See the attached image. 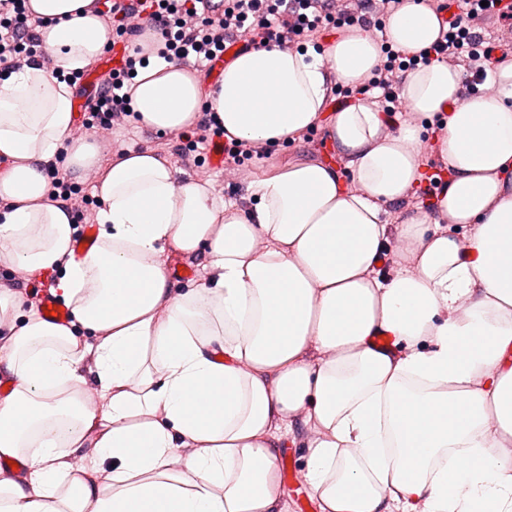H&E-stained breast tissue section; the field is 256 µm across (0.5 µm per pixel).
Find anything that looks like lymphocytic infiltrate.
Listing matches in <instances>:
<instances>
[{"label":"lymphocytic infiltrate","instance_id":"f902f5d3","mask_svg":"<svg viewBox=\"0 0 512 512\" xmlns=\"http://www.w3.org/2000/svg\"><path fill=\"white\" fill-rule=\"evenodd\" d=\"M436 11L452 9L454 19L430 48L416 54L384 45V60L365 85L377 92L380 110L397 114L401 101L394 82L408 71L434 63H461L472 84H484L493 48L472 24L475 17L495 19L512 26V0H421ZM142 22L130 24L128 6L118 5L103 13L113 40L125 42L123 67L113 71L90 106L88 127H106L125 115L130 104L127 87L146 66L148 58L136 43L142 32L154 33L155 54L167 62L209 63L223 52L227 38L248 34L251 47L263 42L303 49L322 31L346 26L383 30L385 22L372 12V0H224V11L212 14L206 0H139ZM42 22L32 16L27 0H0V74L20 64L39 63L49 51L38 35Z\"/></svg>","mask_w":512,"mask_h":512}]
</instances>
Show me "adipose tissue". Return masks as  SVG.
Masks as SVG:
<instances>
[{
	"label": "adipose tissue",
	"instance_id": "adipose-tissue-1",
	"mask_svg": "<svg viewBox=\"0 0 512 512\" xmlns=\"http://www.w3.org/2000/svg\"><path fill=\"white\" fill-rule=\"evenodd\" d=\"M28 5L60 71L25 65L0 79V264L56 274L73 319L20 315L19 296L0 293L14 382L0 394V457L32 469L27 485L0 481V512H274L271 429L302 410L320 429L308 460L320 512H383L392 486L421 512H512V464L491 453L512 436V63L492 70L491 94L465 90L445 64L408 72L412 117L392 133L364 103L325 112L332 83L361 87L381 65L359 28L319 53L247 50L210 87L152 59L131 84L140 127L177 134L207 107L226 139L285 145L322 125L356 187L302 161L253 181L247 211L219 209L209 181L176 179L153 149H129L99 178V243L78 258L71 214L46 200V170L95 163L91 137L72 135L63 75L112 31L94 0ZM439 33L414 0L384 30L410 54ZM426 144L452 175L439 218L472 232L460 241L417 213L402 230L404 273L378 276L380 209L421 183ZM174 256L202 258L208 279L176 291ZM382 332L404 356L373 344ZM89 355L97 407L81 391ZM82 446L93 467L111 462L101 481L55 466L60 448Z\"/></svg>",
	"mask_w": 512,
	"mask_h": 512
}]
</instances>
